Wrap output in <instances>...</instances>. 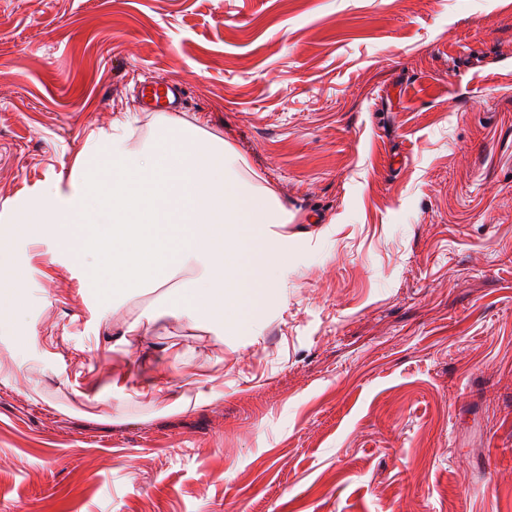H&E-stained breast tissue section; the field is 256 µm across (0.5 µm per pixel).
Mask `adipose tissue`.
I'll return each mask as SVG.
<instances>
[{"label":"adipose tissue","instance_id":"obj_1","mask_svg":"<svg viewBox=\"0 0 512 512\" xmlns=\"http://www.w3.org/2000/svg\"><path fill=\"white\" fill-rule=\"evenodd\" d=\"M112 129L78 156L68 190L50 187L0 216V312L20 311L27 286L8 255L18 242L52 240L92 255L84 280L111 273L104 300L162 287L161 315L219 336L241 328L242 307L260 309L271 292L295 213L197 122L156 114L138 143L124 122Z\"/></svg>","mask_w":512,"mask_h":512}]
</instances>
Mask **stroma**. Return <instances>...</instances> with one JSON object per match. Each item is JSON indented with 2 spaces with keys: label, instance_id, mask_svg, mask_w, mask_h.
Masks as SVG:
<instances>
[{
  "label": "stroma",
  "instance_id": "35a3bbf8",
  "mask_svg": "<svg viewBox=\"0 0 512 512\" xmlns=\"http://www.w3.org/2000/svg\"><path fill=\"white\" fill-rule=\"evenodd\" d=\"M167 82L288 263L237 335L126 347L85 256L19 242L0 512H512V0H0V211Z\"/></svg>",
  "mask_w": 512,
  "mask_h": 512
}]
</instances>
